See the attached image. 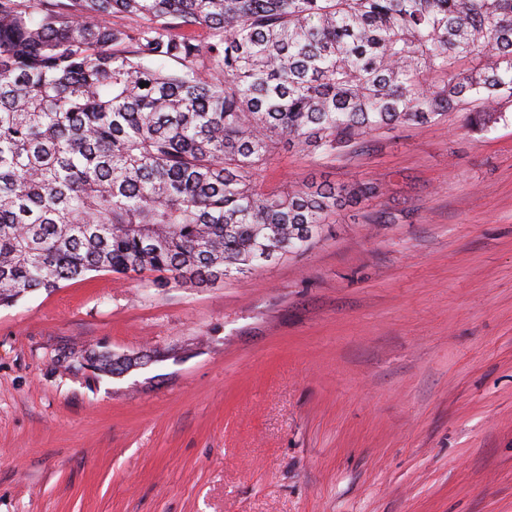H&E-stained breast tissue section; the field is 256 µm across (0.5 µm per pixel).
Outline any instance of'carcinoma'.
Here are the masks:
<instances>
[{
	"instance_id": "cac0c4a2",
	"label": "carcinoma",
	"mask_w": 512,
	"mask_h": 512,
	"mask_svg": "<svg viewBox=\"0 0 512 512\" xmlns=\"http://www.w3.org/2000/svg\"><path fill=\"white\" fill-rule=\"evenodd\" d=\"M511 106L512 0H0V306L92 272L245 278L383 195L270 187L278 147Z\"/></svg>"
}]
</instances>
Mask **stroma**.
<instances>
[{"label":"stroma","instance_id":"obj_1","mask_svg":"<svg viewBox=\"0 0 512 512\" xmlns=\"http://www.w3.org/2000/svg\"><path fill=\"white\" fill-rule=\"evenodd\" d=\"M308 179L387 192L241 281L0 307V512H512V112L276 151Z\"/></svg>","mask_w":512,"mask_h":512}]
</instances>
